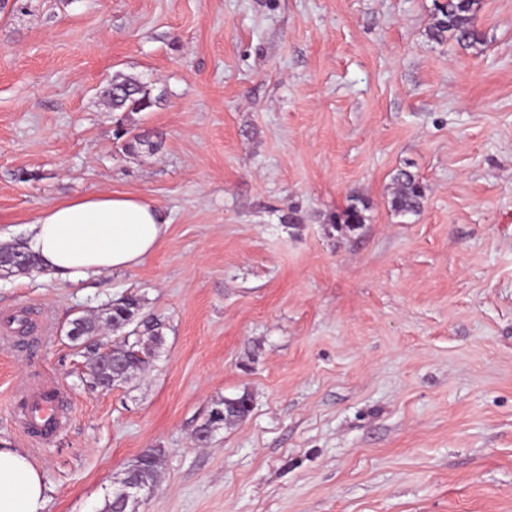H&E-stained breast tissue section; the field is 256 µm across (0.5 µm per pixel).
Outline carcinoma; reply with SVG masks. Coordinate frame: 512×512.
<instances>
[{"instance_id":"carcinoma-1","label":"carcinoma","mask_w":512,"mask_h":512,"mask_svg":"<svg viewBox=\"0 0 512 512\" xmlns=\"http://www.w3.org/2000/svg\"><path fill=\"white\" fill-rule=\"evenodd\" d=\"M479 0H445L437 8L440 14L432 27L431 36L437 40L444 36L455 40L460 45H470L478 40V33L473 25V16ZM112 85L122 89L118 96L108 95L106 100L114 112H149L156 106L159 97L151 95V91L138 78L117 74L112 78ZM425 193L417 176L408 171H401L395 177V190L391 198V207L397 213H416L423 205ZM362 209L357 204L349 205L344 211L332 216L335 224H343L349 229L364 223ZM38 268L36 258L27 253L19 252L13 246H0V271L26 272ZM142 307L141 299L135 295L124 296L107 305L105 321L115 330H120L135 322ZM80 335L71 340L84 346L91 355L88 383L93 387H106L112 383L126 381L132 375L144 370L151 358L150 351L139 347L138 342L123 339L118 345L107 352L99 351L96 336L99 333L100 318L82 315L77 317ZM250 395L243 393L236 397V402H221L217 408L225 410L226 417L220 419L209 416L203 428L215 430L226 424V418L234 417L242 420L250 413L248 404ZM159 467V459L153 454L143 456V468L137 479L149 486L155 482Z\"/></svg>"}]
</instances>
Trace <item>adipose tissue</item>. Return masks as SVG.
<instances>
[{"mask_svg":"<svg viewBox=\"0 0 512 512\" xmlns=\"http://www.w3.org/2000/svg\"><path fill=\"white\" fill-rule=\"evenodd\" d=\"M168 229L162 210L139 196L93 194L44 207L26 247L52 276L78 283L137 266ZM44 503L38 468L24 453L0 445V512H43Z\"/></svg>","mask_w":512,"mask_h":512,"instance_id":"ef3b65f1","label":"adipose tissue"}]
</instances>
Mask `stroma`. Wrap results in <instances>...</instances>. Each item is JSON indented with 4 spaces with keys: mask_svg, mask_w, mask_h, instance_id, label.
<instances>
[{
    "mask_svg": "<svg viewBox=\"0 0 512 512\" xmlns=\"http://www.w3.org/2000/svg\"><path fill=\"white\" fill-rule=\"evenodd\" d=\"M439 2L0 0V242L98 193L170 220L130 269L0 274V311L38 317L0 344V441L44 512H101L148 452L138 512H512V0L467 47L431 37ZM118 72L158 106L112 111ZM355 198L364 224L332 223ZM129 294L164 341L134 331L147 368L89 390L69 324ZM46 376L69 416L37 441L12 401ZM395 190L391 198V207L397 213H416L423 205L425 193L417 176L401 171L394 179ZM233 399L237 400L233 404H226L224 403V401H222L215 408H213L210 412L207 422L203 426H201L200 429H207L211 430L212 432L215 429L219 428V426L224 424L226 425V419L224 417V407L226 417H234L239 420L245 419L251 411L250 406L248 404V400H251L250 395L248 393H243ZM216 409L223 410L222 418L214 419L213 414Z\"/></svg>",
    "mask_w": 512,
    "mask_h": 512,
    "instance_id": "35a3bbf8",
    "label": "stroma"
}]
</instances>
